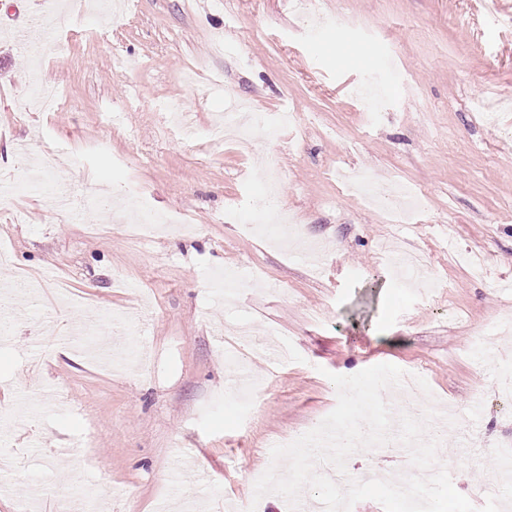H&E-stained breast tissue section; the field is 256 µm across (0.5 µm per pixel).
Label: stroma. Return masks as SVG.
Wrapping results in <instances>:
<instances>
[{
	"label": "stroma",
	"mask_w": 512,
	"mask_h": 512,
	"mask_svg": "<svg viewBox=\"0 0 512 512\" xmlns=\"http://www.w3.org/2000/svg\"><path fill=\"white\" fill-rule=\"evenodd\" d=\"M311 0L319 33L293 0H136L117 26L102 14L58 33L64 55L25 48L11 19L40 0H0V179L21 213L0 210L11 261L0 284L29 293L0 344V452L15 448L0 512L41 491L42 512L81 493L112 512L163 503L256 505L252 473L273 442L317 426L336 406L330 374L381 363L422 374L417 411L449 406L444 461L475 506L495 484L490 448L512 432V398L474 342L512 344V0ZM135 63L123 76L113 54ZM67 89L59 107L20 115L31 81ZM299 115L279 137L245 146L213 135L228 99ZM488 100L494 122L471 109ZM63 151L34 179L33 164ZM278 207L330 242L323 269L221 223L248 211L265 172ZM132 210L185 212L194 229L148 241L126 224L89 229V195ZM245 265L281 291L243 285L234 303L209 273ZM146 308L122 369L93 363L64 329L95 325L116 344L123 312ZM251 398L228 395L240 375ZM90 438V452L75 447ZM209 463L198 470L197 457ZM412 467L390 448L356 453Z\"/></svg>",
	"instance_id": "1"
}]
</instances>
